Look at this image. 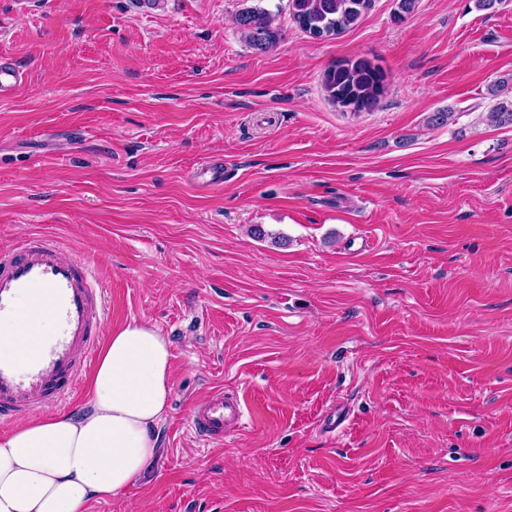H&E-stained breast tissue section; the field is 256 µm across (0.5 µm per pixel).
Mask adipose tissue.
Returning <instances> with one entry per match:
<instances>
[{"label":"adipose tissue","mask_w":512,"mask_h":512,"mask_svg":"<svg viewBox=\"0 0 512 512\" xmlns=\"http://www.w3.org/2000/svg\"><path fill=\"white\" fill-rule=\"evenodd\" d=\"M56 333L41 291L22 299L0 330V357H34ZM173 391L170 344L152 324L113 329L86 403L29 419L0 435V512H89L149 467Z\"/></svg>","instance_id":"adipose-tissue-1"}]
</instances>
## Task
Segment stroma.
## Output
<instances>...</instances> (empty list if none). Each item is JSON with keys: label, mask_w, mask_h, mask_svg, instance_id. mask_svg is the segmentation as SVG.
Segmentation results:
<instances>
[{"label": "stroma", "mask_w": 512, "mask_h": 512, "mask_svg": "<svg viewBox=\"0 0 512 512\" xmlns=\"http://www.w3.org/2000/svg\"><path fill=\"white\" fill-rule=\"evenodd\" d=\"M397 8L318 41L288 0H0V255L81 253L103 332L148 321L175 365L155 459L90 512H512V0ZM354 57L374 111L323 90ZM220 388L249 423L216 445ZM233 23L250 45L261 53L274 48L282 36L280 29L273 26L270 14L262 9L241 12L234 18ZM22 82V73L7 54H0V96H9ZM383 72L366 57L338 61L324 73L323 85L329 100L341 108L374 111L381 95L376 89L384 81ZM246 424L245 404L239 399L224 397L223 389L214 391L196 406L192 416L195 432L207 441H222L229 428L239 431Z\"/></svg>", "instance_id": "stroma-1"}]
</instances>
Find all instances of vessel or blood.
I'll list each match as a JSON object with an SVG mask.
<instances>
[{
  "label": "vessel or blood",
  "instance_id": "1",
  "mask_svg": "<svg viewBox=\"0 0 512 512\" xmlns=\"http://www.w3.org/2000/svg\"><path fill=\"white\" fill-rule=\"evenodd\" d=\"M21 82L13 58L0 54V96L12 94ZM34 288L42 289L49 299L57 334L26 363L0 358V423L65 400L96 350L102 287L88 261L43 237L18 242L9 254L0 256V327L12 323L19 300ZM245 425L244 403L220 389L193 411L192 426L208 441L223 440L229 428Z\"/></svg>",
  "mask_w": 512,
  "mask_h": 512
}]
</instances>
